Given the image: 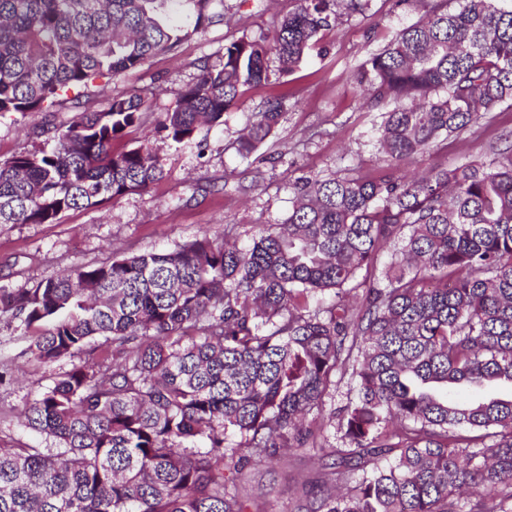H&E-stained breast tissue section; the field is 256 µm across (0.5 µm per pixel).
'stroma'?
<instances>
[{"instance_id": "35a3bbf8", "label": "stroma", "mask_w": 512, "mask_h": 512, "mask_svg": "<svg viewBox=\"0 0 512 512\" xmlns=\"http://www.w3.org/2000/svg\"><path fill=\"white\" fill-rule=\"evenodd\" d=\"M436 0H369L363 14L324 31L301 67L288 77L290 96L267 140L241 158L235 140L277 85L247 88L240 108L224 116L223 127L199 126L192 142L164 140L156 127L176 91L191 81L203 62H217L228 40L271 32L296 7V0H224V19L203 33L158 54L141 68L86 90L79 103L48 114L31 112L0 118V160L40 145L41 131L71 121L80 110L105 108L112 95L136 90L150 105L140 126L122 144H147L166 160L167 176L148 192H133L95 209L66 212L52 224H0V288L18 290L113 258L171 249L202 234L235 237L259 224L284 221L291 208L290 179L298 176L372 177L386 163L373 129L377 113L362 106L354 77L370 53L381 50L404 26L422 17ZM512 141V107L484 115L447 145L412 157L406 174L430 167L452 169L480 159L490 148ZM20 328L0 324V446L46 447L24 427L21 411L49 385L66 363L43 365L26 352ZM319 467L314 450L283 460H264L240 480L247 512H301L304 485Z\"/></svg>"}]
</instances>
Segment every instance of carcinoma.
Listing matches in <instances>:
<instances>
[{"label":"carcinoma","instance_id":"carcinoma-1","mask_svg":"<svg viewBox=\"0 0 512 512\" xmlns=\"http://www.w3.org/2000/svg\"><path fill=\"white\" fill-rule=\"evenodd\" d=\"M435 4L359 69L387 170L289 183L293 209L246 241L173 249L0 288L41 364L70 362L28 404L53 448H0V512H244L236 476L316 448L306 512H485L512 504V150L400 174L512 102V7ZM224 0H0V116L55 112L221 20ZM367 0H297L273 35L224 44L161 114L165 139L224 125L244 88L295 71ZM284 91L237 137L249 157ZM145 100L116 94L0 162V224L53 223L165 178L116 142ZM351 395L335 403L337 375ZM361 472L344 491L338 483Z\"/></svg>","mask_w":512,"mask_h":512}]
</instances>
